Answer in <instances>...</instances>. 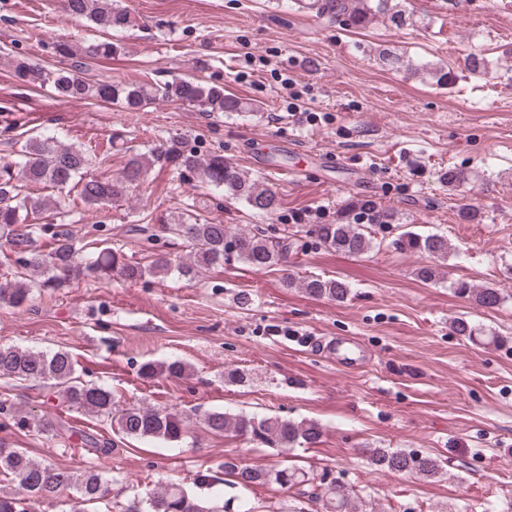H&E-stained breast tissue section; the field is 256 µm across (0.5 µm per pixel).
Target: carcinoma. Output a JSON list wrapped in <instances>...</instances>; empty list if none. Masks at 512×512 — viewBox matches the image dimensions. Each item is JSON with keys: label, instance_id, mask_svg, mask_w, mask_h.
<instances>
[{"label": "carcinoma", "instance_id": "cac0c4a2", "mask_svg": "<svg viewBox=\"0 0 512 512\" xmlns=\"http://www.w3.org/2000/svg\"><path fill=\"white\" fill-rule=\"evenodd\" d=\"M316 15L331 23L362 29L376 17L386 18L391 24L403 27L415 25L413 14L402 9L396 0H312ZM62 11L68 18L86 19L107 30L124 28L129 24L128 11L118 0H61ZM55 55L69 61L68 66L51 70L37 60L21 55L13 58V76L23 86L50 87L62 98L92 99L124 105L130 112L140 109L155 99H166L197 105L207 112H247L242 100L224 93V87L201 78H175L163 84L129 83L101 80L90 82L82 76L84 60L110 57L120 47L109 41H98L78 46L68 40L54 45ZM128 158L121 172L110 178L88 174L93 157L83 148L62 143L54 135H30L20 146L18 160L0 164V238L5 240L15 264L36 274L37 281L24 279L0 283V303L21 308L33 299L32 287L56 291L68 286L81 275L118 277L138 281L146 277H162L175 273L192 281L200 270L221 265L231 260L240 262L258 272L283 267L288 262L291 248L306 244L288 236H275L276 229L259 224L238 227L222 222H209L189 217L179 222L162 220L158 231L146 236L155 248L165 235L175 236L189 248L188 258L173 263L167 254L155 252L143 264L130 261L125 254L110 248L101 249L94 256H85L77 247L71 232L63 230L55 235L53 246L45 253L37 245L36 230L29 223V215L48 208L41 191L78 189L81 201L89 207L108 205L128 196L131 189L144 181L157 165L175 170L181 177L198 178L216 190L232 196L259 217L274 215L281 200L269 185L250 180L235 163L213 151L203 155L189 147L179 137L162 140L146 151L127 148ZM377 213V223L387 214L372 200L355 203L341 224H313L306 231L312 243L349 257H362L380 244L372 235L373 222H364L361 213ZM404 252L427 254L435 259L448 256V238L438 233L420 234L411 230L402 232L395 240ZM285 287L297 284L308 295L323 297L337 303L346 302L350 286L333 278L306 276L296 280L291 274L283 279ZM458 295L473 305L494 309L503 301V292L492 286H478L468 281L454 284ZM452 332L471 342L498 345V336H483L481 330L466 317L450 322ZM140 376L152 379L158 375L186 379L190 367L181 359L166 363L147 362L139 369ZM0 377L17 382H36L47 386L44 402L54 401L67 409L104 413L112 416V424L125 437L137 440H156L164 443L180 442L187 433L186 418L171 410H159L148 405L121 407L111 389L84 383L76 376V362L66 349L54 352L34 351L16 346L0 345ZM0 415L4 423L19 429L32 428L53 437H73L106 457L112 453V440L98 439L84 430L49 419L36 422L21 414L8 399L0 400ZM204 423L214 434L247 439L257 445L275 448L286 454L298 444L314 447L322 442L323 427L314 420H290L272 415L210 411ZM361 453L377 470L399 475L434 479L445 473L447 460L429 454H419L394 448H363ZM219 473L198 474L196 487L217 496L216 487L225 477L244 489L254 486H277L294 491V500L319 506L316 512H376L375 504L356 491L335 481H325L314 470L276 464L271 466H244L234 458H227L218 466ZM0 475L7 479L8 488L0 489V512H34L35 505L56 498L65 490H74L85 503L103 501L108 495L106 480L101 473L85 470L77 473L57 468L49 463L35 462L22 448H14L0 440ZM143 510L131 506L128 512H224L226 505L206 507L203 500L191 496L180 485L172 483L156 492L138 498Z\"/></svg>", "mask_w": 512, "mask_h": 512}]
</instances>
